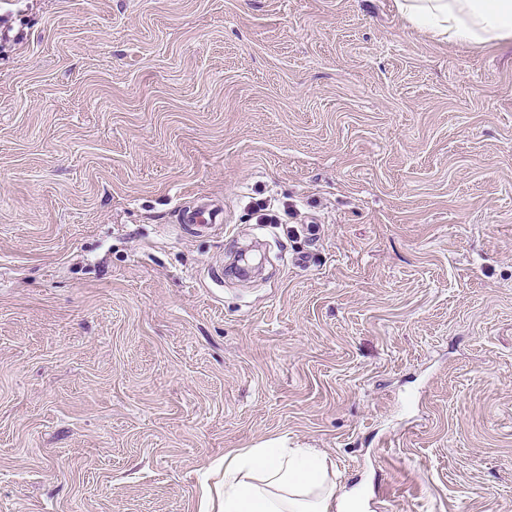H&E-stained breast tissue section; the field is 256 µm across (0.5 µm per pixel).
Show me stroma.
I'll return each instance as SVG.
<instances>
[{
	"instance_id": "obj_1",
	"label": "stroma",
	"mask_w": 512,
	"mask_h": 512,
	"mask_svg": "<svg viewBox=\"0 0 512 512\" xmlns=\"http://www.w3.org/2000/svg\"><path fill=\"white\" fill-rule=\"evenodd\" d=\"M281 436L368 512H512V40L0 0V512H199ZM222 213L219 209H213L209 205L202 204L194 208L192 211H183L181 215V222L183 224L204 229L209 227L211 224H215L218 215Z\"/></svg>"
}]
</instances>
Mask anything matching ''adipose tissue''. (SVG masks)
I'll return each mask as SVG.
<instances>
[{"label":"adipose tissue","instance_id":"obj_1","mask_svg":"<svg viewBox=\"0 0 512 512\" xmlns=\"http://www.w3.org/2000/svg\"><path fill=\"white\" fill-rule=\"evenodd\" d=\"M414 28L484 46L512 39V0H395ZM209 512H365L360 491L339 493L325 456L280 437L225 454Z\"/></svg>","mask_w":512,"mask_h":512}]
</instances>
